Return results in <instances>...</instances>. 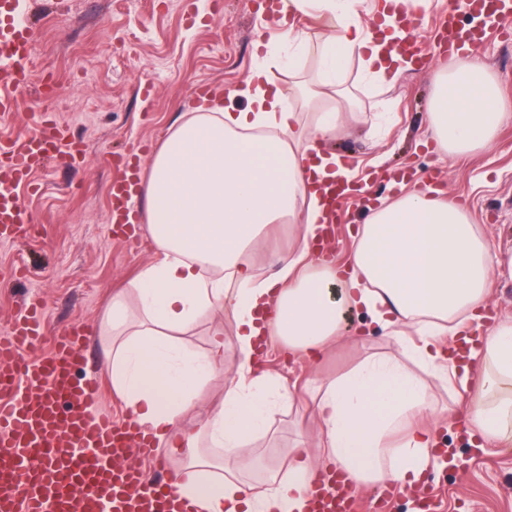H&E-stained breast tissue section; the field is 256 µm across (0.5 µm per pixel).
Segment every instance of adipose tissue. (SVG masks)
Returning <instances> with one entry per match:
<instances>
[{"label": "adipose tissue", "instance_id": "ef3b65f1", "mask_svg": "<svg viewBox=\"0 0 512 512\" xmlns=\"http://www.w3.org/2000/svg\"><path fill=\"white\" fill-rule=\"evenodd\" d=\"M393 4L427 12L433 0H281L283 36L295 56L317 54L316 81H299L292 63L281 88L270 77L279 61L270 58L229 93L245 98V109L214 99L179 114L141 180L139 221L160 259L113 296L101 326L106 362L128 415L158 444L183 448L175 489L200 512H301L325 466L358 488L413 484L436 460L432 425L455 416L437 401V386L477 384L468 418L483 442L512 429V317L500 318L464 361L437 346L448 329L463 331L477 318L494 276L512 274V256L495 254L462 206L429 187L404 190L368 215L348 275L313 253L328 183L355 175L329 149L351 109L341 99L345 65L358 58L378 82L400 71L401 57L387 45L403 30L378 41L362 35L360 10L383 16ZM297 14L329 19L330 32L310 43L291 23ZM509 119L512 101L480 55L438 74L427 133L444 152L488 147ZM285 223L295 228L288 253L272 276L259 278L249 258L272 225ZM226 309L230 343L200 355L180 342L200 319ZM354 309L388 330L401 357L370 355L321 383L311 427L299 429L275 461L245 457L294 401L279 376L254 372L260 337L276 339L295 359H319L344 336ZM228 347L238 366L223 404L181 428L206 384L223 374ZM249 473L263 485L252 495Z\"/></svg>", "mask_w": 512, "mask_h": 512}]
</instances>
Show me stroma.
I'll use <instances>...</instances> for the list:
<instances>
[{
  "instance_id": "1",
  "label": "stroma",
  "mask_w": 512,
  "mask_h": 512,
  "mask_svg": "<svg viewBox=\"0 0 512 512\" xmlns=\"http://www.w3.org/2000/svg\"><path fill=\"white\" fill-rule=\"evenodd\" d=\"M259 3L193 0L197 20L190 23L183 0H23L35 25L33 81L55 75L54 115L84 142L85 159L76 168L53 161L35 173L42 192L27 203L40 227L22 243L0 246V269L23 265L30 270L26 280H0V328L16 302L31 295L44 303L49 338L71 322L89 324L85 368L101 375L99 407L116 419H125L126 409L103 372L107 343L100 324L113 293L128 287L157 255L141 227H130L124 238L111 235L107 188L115 171L108 160L122 152L154 154L176 116L197 102L198 82L232 88L262 62L269 47L287 51L281 27L260 16ZM447 6L448 0H435L416 33L432 47V68L413 67L379 84L362 77L357 61L345 67L341 83L354 113L330 149L354 159L361 189L341 204L337 264L347 263L368 207L390 196L387 176L395 170L404 171L411 185L424 174L436 177L444 194L463 203L491 247L512 254V122L490 147L468 155L424 145L437 68L447 62L434 46L432 30ZM477 52L512 98V40L489 36ZM148 80L154 88L146 97L141 87ZM378 113L384 116L383 132L374 138L366 120ZM347 326L336 350L316 362L291 359L279 344H271L262 358L264 371L302 394L308 381L336 376L365 355L401 356L395 340L374 329L362 313L350 312ZM437 433L461 461L460 468L432 467L422 476L440 502L439 512H512V435L487 454L447 426H438Z\"/></svg>"
}]
</instances>
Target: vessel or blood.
Wrapping results in <instances>:
<instances>
[{"label": "vessel or blood", "mask_w": 512, "mask_h": 512, "mask_svg": "<svg viewBox=\"0 0 512 512\" xmlns=\"http://www.w3.org/2000/svg\"><path fill=\"white\" fill-rule=\"evenodd\" d=\"M505 0H449L436 35L445 55L476 46L490 30L503 27ZM477 17L463 25L461 16ZM33 40L20 0H0V117L23 110L22 91L32 85ZM82 142L47 113L30 129L0 137V243L30 237L37 227L18 190L57 157L80 163ZM112 163L123 174L110 186L113 235L124 234L133 208L130 163ZM43 306L27 298L0 332V512H198L174 491V475L150 478L132 456H153L149 433L137 424L116 422L99 412L97 378L83 374L84 341L90 331L76 323L60 332L53 349L29 358L43 337ZM359 494L336 469L323 472L306 496L305 512H360Z\"/></svg>", "instance_id": "obj_1"}]
</instances>
